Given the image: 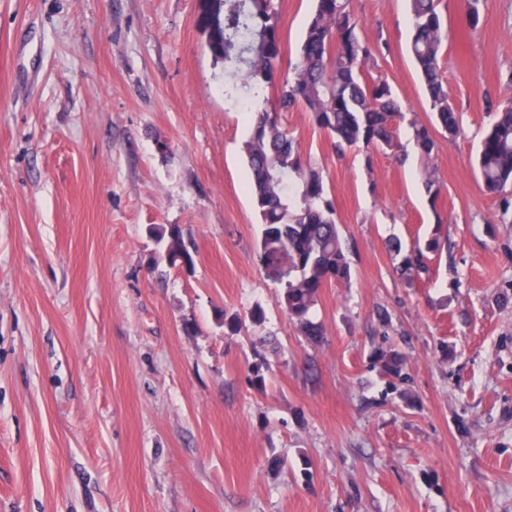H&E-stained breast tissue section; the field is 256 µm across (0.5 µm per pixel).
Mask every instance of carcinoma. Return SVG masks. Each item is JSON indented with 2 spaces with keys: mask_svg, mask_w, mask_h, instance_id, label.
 I'll return each mask as SVG.
<instances>
[{
  "mask_svg": "<svg viewBox=\"0 0 512 512\" xmlns=\"http://www.w3.org/2000/svg\"><path fill=\"white\" fill-rule=\"evenodd\" d=\"M462 2L466 22L474 29L485 0ZM410 8V51L425 82L430 111L453 137L457 119L439 78L446 23L436 0H410ZM278 22L275 0H224V47L212 48L210 53L234 77L230 91L257 99L254 128L244 153L261 226L259 262L265 277L278 286L280 303L298 331L318 343L323 331L310 314L322 288L332 282H350L348 249L321 172L302 163L294 137L278 116L262 107L265 89L279 85L282 108L301 105L340 147L362 145L397 152L401 148L397 130L403 121L424 158H431L435 142L427 125L406 119L391 84L371 75L373 48L359 36L351 0H314L298 61L286 76L277 69ZM476 165L485 192L501 196L512 186V99L497 106L494 121L480 140ZM422 178L426 194L436 200L441 191L437 169L426 166ZM159 242L171 253H183L188 267L194 266L178 226L160 233ZM438 248L437 239L428 240L424 248L402 259L400 271L410 278L427 272L424 253ZM376 362L386 374L402 377L398 353L382 350Z\"/></svg>",
  "mask_w": 512,
  "mask_h": 512,
  "instance_id": "obj_1",
  "label": "carcinoma"
}]
</instances>
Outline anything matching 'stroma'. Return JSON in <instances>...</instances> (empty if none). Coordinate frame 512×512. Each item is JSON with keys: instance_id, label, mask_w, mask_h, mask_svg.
<instances>
[{"instance_id": "obj_1", "label": "stroma", "mask_w": 512, "mask_h": 512, "mask_svg": "<svg viewBox=\"0 0 512 512\" xmlns=\"http://www.w3.org/2000/svg\"><path fill=\"white\" fill-rule=\"evenodd\" d=\"M277 5L285 70L313 0ZM352 9L373 75L429 122L408 0ZM439 9L460 132L435 133L436 202L414 148L339 154L279 112L353 269L314 345L261 272L251 114L199 0H0V512H512V210L474 164L512 98V0L474 29ZM172 224L193 268L164 256ZM434 236L427 274L396 272L390 239Z\"/></svg>"}]
</instances>
